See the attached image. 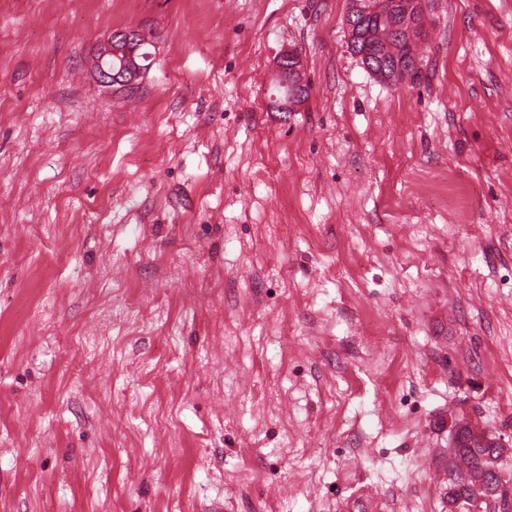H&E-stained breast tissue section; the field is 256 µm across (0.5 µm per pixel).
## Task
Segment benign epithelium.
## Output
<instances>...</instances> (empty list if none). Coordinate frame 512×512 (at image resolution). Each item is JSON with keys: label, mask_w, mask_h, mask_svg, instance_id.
Wrapping results in <instances>:
<instances>
[{"label": "benign epithelium", "mask_w": 512, "mask_h": 512, "mask_svg": "<svg viewBox=\"0 0 512 512\" xmlns=\"http://www.w3.org/2000/svg\"><path fill=\"white\" fill-rule=\"evenodd\" d=\"M151 44L149 39L142 38V33L135 30L115 31L108 35L96 50L93 71L101 86L111 88L116 85L131 87L145 73L139 51L142 45ZM118 64H112V59ZM278 79L284 86L293 89L290 102L279 104L280 111L301 105L300 99L308 89L300 55L294 51L284 53L276 62Z\"/></svg>", "instance_id": "1"}]
</instances>
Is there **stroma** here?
I'll list each match as a JSON object with an SVG mask.
<instances>
[{
	"instance_id": "1",
	"label": "stroma",
	"mask_w": 512,
	"mask_h": 512,
	"mask_svg": "<svg viewBox=\"0 0 512 512\" xmlns=\"http://www.w3.org/2000/svg\"><path fill=\"white\" fill-rule=\"evenodd\" d=\"M347 3L0 0V512H449L462 419L512 494V0L397 82ZM140 37L144 41H140ZM152 42L142 33L135 30L115 31L108 35L96 50L93 71L101 86L112 88L134 86L145 73V67L138 54L148 51ZM112 58L114 63L112 64ZM276 73L283 86L289 85L293 89L289 104L288 98L286 102L278 103L280 111L288 112V108H297L301 105L299 99H304V91L309 88L300 55L294 51L284 53L276 62Z\"/></svg>"
}]
</instances>
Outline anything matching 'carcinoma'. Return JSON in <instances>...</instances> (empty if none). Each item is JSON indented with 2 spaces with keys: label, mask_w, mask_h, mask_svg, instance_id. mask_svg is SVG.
<instances>
[{
  "label": "carcinoma",
  "mask_w": 512,
  "mask_h": 512,
  "mask_svg": "<svg viewBox=\"0 0 512 512\" xmlns=\"http://www.w3.org/2000/svg\"><path fill=\"white\" fill-rule=\"evenodd\" d=\"M371 2L377 6L381 0ZM407 16L416 22L423 20L419 0H399L392 6L385 4L380 11L368 15L360 26L359 50L352 51V54L366 49L382 55L386 63V80L398 81L404 76L417 75V39L422 34H416V39L409 41L398 31ZM468 434L469 443L453 449L454 457L460 459L465 468L458 467L452 461L448 463L450 502L469 505L471 499L479 494L506 499L499 477V459L503 450L490 443L495 435L489 436L475 428L469 430Z\"/></svg>",
  "instance_id": "1"
}]
</instances>
